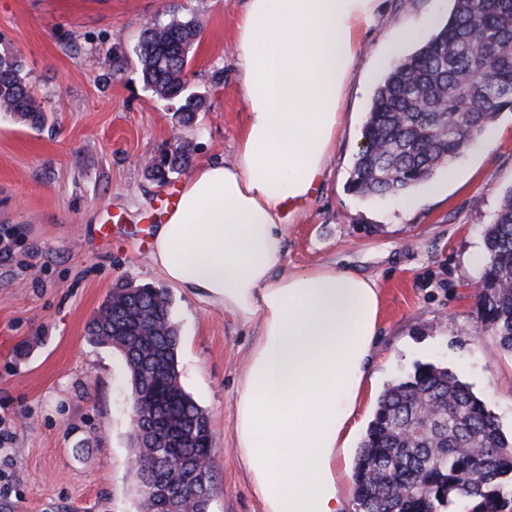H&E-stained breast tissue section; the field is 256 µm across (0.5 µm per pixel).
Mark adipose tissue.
Wrapping results in <instances>:
<instances>
[{
    "label": "adipose tissue",
    "mask_w": 512,
    "mask_h": 512,
    "mask_svg": "<svg viewBox=\"0 0 512 512\" xmlns=\"http://www.w3.org/2000/svg\"><path fill=\"white\" fill-rule=\"evenodd\" d=\"M378 0H246L234 57L247 122L200 165L153 235L174 287L255 334L232 440L261 512H347L380 290L325 263L285 272L282 212L326 172L359 36Z\"/></svg>",
    "instance_id": "1"
}]
</instances>
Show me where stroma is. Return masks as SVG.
<instances>
[{
  "instance_id": "35a3bbf8",
  "label": "stroma",
  "mask_w": 512,
  "mask_h": 512,
  "mask_svg": "<svg viewBox=\"0 0 512 512\" xmlns=\"http://www.w3.org/2000/svg\"><path fill=\"white\" fill-rule=\"evenodd\" d=\"M244 0H0V55L21 54L41 128L0 112V418L15 480L0 512H140L127 460L133 423L122 355L91 343L90 319L123 283L167 288L178 369L212 431L209 512H260L231 441L233 398L252 336L224 313L168 287L147 250L162 201L194 167L232 161L245 121L231 52ZM450 0H381L361 33L343 120L324 182L284 226L288 272L333 263L376 279L380 329L362 425L387 384L418 362L442 363L512 432V353L477 319L483 232L512 187V110L474 138L456 181L416 209L348 189L377 75L400 26ZM195 18L183 73L207 107L178 123L146 89L134 47L146 26ZM183 144L192 165L157 182L143 160Z\"/></svg>"
}]
</instances>
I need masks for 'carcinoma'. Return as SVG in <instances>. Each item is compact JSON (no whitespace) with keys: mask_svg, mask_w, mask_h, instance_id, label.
<instances>
[{"mask_svg":"<svg viewBox=\"0 0 512 512\" xmlns=\"http://www.w3.org/2000/svg\"><path fill=\"white\" fill-rule=\"evenodd\" d=\"M200 33L193 19H173L143 30L135 53L146 88L176 105L187 122L206 99L186 92L182 75ZM512 108V0H453L447 22L394 62L376 85L349 190L362 197L400 196L432 180L489 126ZM0 110L32 128L45 122L22 61L0 55ZM191 162L178 145L154 159L148 174L160 183ZM487 262L480 280L481 325L512 352V189L484 231ZM119 351L131 385L148 384L163 403L148 411L185 428L180 449L188 464L185 512L208 509L212 466L199 468L211 446L209 421L183 388L177 370L180 339L162 288L117 286L90 320V342ZM431 413L423 415V408ZM488 448L500 452L473 480ZM135 492L145 512H159L147 477L160 470L163 444L141 449ZM356 512H512V438L469 386L448 367L418 363L380 395L356 458Z\"/></svg>","mask_w":512,"mask_h":512,"instance_id":"1","label":"carcinoma"}]
</instances>
